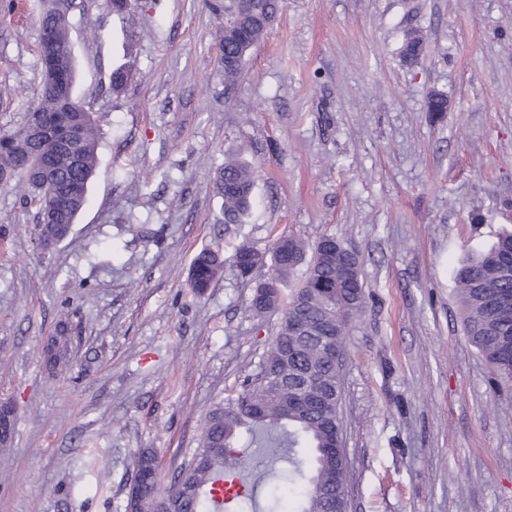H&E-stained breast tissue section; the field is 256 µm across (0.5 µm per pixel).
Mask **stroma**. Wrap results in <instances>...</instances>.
<instances>
[{"label": "stroma", "instance_id": "35a3bbf8", "mask_svg": "<svg viewBox=\"0 0 512 512\" xmlns=\"http://www.w3.org/2000/svg\"><path fill=\"white\" fill-rule=\"evenodd\" d=\"M131 9V29L104 0L69 14L101 141L67 239L44 249L34 205L0 184V403L16 418L0 512H125L142 448L169 488L280 319L249 309L265 269L225 264L199 295L191 263L288 235L362 258L342 371L350 512H512V389L464 337L452 277L512 231V0H285L231 87L205 0ZM40 35L38 0H0V130L37 103ZM434 92L447 112H428ZM228 157L256 171L240 224L213 192ZM65 319L52 370L43 346ZM68 321L60 323L56 331V336L53 342L54 349L50 354L45 353L46 363L53 369L57 368L61 361L65 358L67 351V344L69 342V336L71 335L70 329H68Z\"/></svg>", "mask_w": 512, "mask_h": 512}]
</instances>
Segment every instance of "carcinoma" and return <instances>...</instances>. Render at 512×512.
I'll return each instance as SVG.
<instances>
[{
    "instance_id": "cac0c4a2",
    "label": "carcinoma",
    "mask_w": 512,
    "mask_h": 512,
    "mask_svg": "<svg viewBox=\"0 0 512 512\" xmlns=\"http://www.w3.org/2000/svg\"><path fill=\"white\" fill-rule=\"evenodd\" d=\"M283 0H261L257 11L242 13L240 25L247 31L243 40L230 37L224 50L233 64L224 68V83L236 81L248 51L267 34L281 10ZM72 0H44L41 27L54 30V69L70 76L68 89L51 84L50 73L41 67L43 84L35 110L41 112L46 130L39 137L27 133V126L0 132V182L17 181L36 204L38 212L52 205L53 194L69 190L77 180L84 186L98 165L100 133L91 113L74 96L75 57L69 35L68 13ZM424 52L423 38L407 34L401 55L416 63ZM64 119L81 128V140L70 149L57 147L56 121ZM255 170L235 159L224 160L216 171L215 193L221 198L224 220L241 223L251 209ZM86 202L82 194L72 200L59 224L39 225L44 247H54L69 235ZM338 241L325 235L309 245L300 238L288 239V251L276 241L265 256L253 246L239 245L231 257L239 274L247 277L260 263L269 265L268 274L257 288L267 291L268 306L256 300L250 308L258 315L281 314L275 335L262 354L259 372L241 392L217 404L205 416L199 446L165 494L157 483V460L153 451L143 449L134 458L135 471L146 475L148 485L135 503L136 512H157L166 501L173 512H214V480L224 477L229 448H259L261 457L284 461L288 467L269 471L274 482L268 512H336V500L347 494L348 465H336L326 449L344 443L340 416L341 374L336 354L344 353L346 329L362 312L364 285L362 263L355 257L351 271L326 259L322 243ZM512 254V233L501 236L489 250L464 260L454 272L456 291L463 308V331L483 355L500 382L512 385V322L502 326L493 297L505 296L503 304L512 310V276L501 275L500 257ZM224 267L220 252L200 251L193 259L190 286L202 295ZM304 269L301 285L288 289L291 277ZM68 322L58 326L54 349L45 354L46 363L57 368L65 358Z\"/></svg>"
}]
</instances>
